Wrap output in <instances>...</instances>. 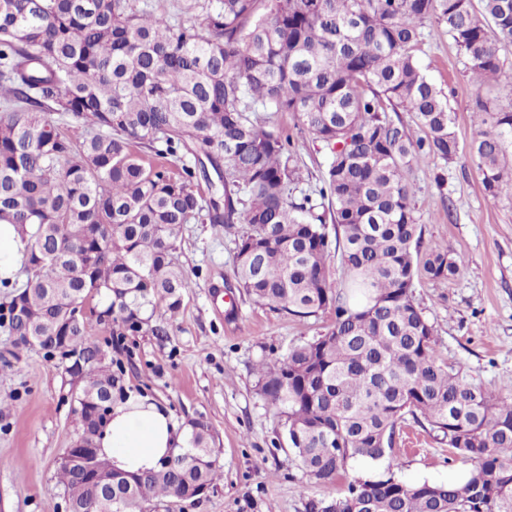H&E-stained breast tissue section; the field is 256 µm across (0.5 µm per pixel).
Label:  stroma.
Here are the masks:
<instances>
[{
    "label": "stroma",
    "mask_w": 512,
    "mask_h": 512,
    "mask_svg": "<svg viewBox=\"0 0 512 512\" xmlns=\"http://www.w3.org/2000/svg\"><path fill=\"white\" fill-rule=\"evenodd\" d=\"M418 56L430 79L448 95L455 114L457 160L413 166L416 215L422 245L448 243L466 263L451 279L416 281L414 299L433 324L442 357L466 379L496 394L512 393V197L489 196L468 151L477 100L496 111L512 109V47L501 52L502 72L476 87L443 26L428 20ZM259 124L293 143L303 188L318 184L327 163L323 144L301 132L293 114L259 110ZM446 182L437 185V173ZM212 224L183 225L175 256L193 288L165 331L113 335L103 324L97 340L122 373L128 392L162 401L179 428L208 422L224 481L199 500L147 505V512H307L312 499L342 495L343 482L317 484L288 446L284 419L258 387L256 366L274 362L290 347L326 333L324 313L297 319L257 304L234 290L235 236ZM230 285L234 307L216 304L214 286ZM12 338L0 328V512H61L55 472L76 437L71 412L74 386L60 359L43 351L11 354ZM396 467L376 464L373 477L394 472L400 481L445 483L471 471L472 462L414 421L396 437Z\"/></svg>",
    "instance_id": "1"
}]
</instances>
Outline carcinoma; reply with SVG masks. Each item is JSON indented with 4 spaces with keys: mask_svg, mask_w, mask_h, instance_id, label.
Instances as JSON below:
<instances>
[{
    "mask_svg": "<svg viewBox=\"0 0 512 512\" xmlns=\"http://www.w3.org/2000/svg\"><path fill=\"white\" fill-rule=\"evenodd\" d=\"M196 19L140 0H0V221L34 228L21 252L28 310L0 312L13 346L67 361L89 355L74 398L85 432L91 402L121 378L91 331L103 318L131 332L164 306L177 313L192 288L174 258L180 228L205 220L235 239L236 287L298 319L332 311L328 331L259 365V390L285 416L290 448L317 483L354 459L382 461L398 426L415 423L473 462L462 486L389 475L357 479L308 512H512V395L467 382L440 355L434 326L414 302L419 279L456 276L448 245L421 251L422 225L406 174L430 157H458L448 96L415 50L435 18L481 88L512 44V0H193ZM290 112L329 150L320 183L303 181L290 139L251 117ZM414 114L413 138L388 111ZM90 128L81 143L46 112ZM470 157L492 197L512 196V111L476 102ZM190 155L176 173L144 161ZM202 180L206 198L194 189ZM339 254L341 288L328 280ZM86 312L66 345L59 323ZM210 426L191 429L185 461L131 475L112 488L123 512L214 488L224 471ZM57 483L75 512H98L97 489L75 467Z\"/></svg>",
    "mask_w": 512,
    "mask_h": 512,
    "instance_id": "cac0c4a2",
    "label": "carcinoma"
}]
</instances>
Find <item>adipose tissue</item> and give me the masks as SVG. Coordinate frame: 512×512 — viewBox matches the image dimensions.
Returning a JSON list of instances; mask_svg holds the SVG:
<instances>
[{
  "label": "adipose tissue",
  "mask_w": 512,
  "mask_h": 512,
  "mask_svg": "<svg viewBox=\"0 0 512 512\" xmlns=\"http://www.w3.org/2000/svg\"><path fill=\"white\" fill-rule=\"evenodd\" d=\"M185 445V436L167 409L140 395L113 407L97 440L100 455L110 461L113 470L129 474L156 468Z\"/></svg>",
  "instance_id": "ef3b65f1"
}]
</instances>
